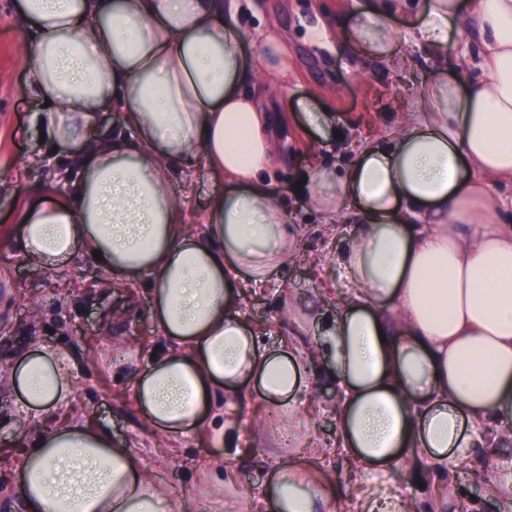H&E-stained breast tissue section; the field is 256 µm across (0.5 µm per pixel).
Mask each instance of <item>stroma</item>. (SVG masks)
Listing matches in <instances>:
<instances>
[{
	"label": "stroma",
	"mask_w": 512,
	"mask_h": 512,
	"mask_svg": "<svg viewBox=\"0 0 512 512\" xmlns=\"http://www.w3.org/2000/svg\"><path fill=\"white\" fill-rule=\"evenodd\" d=\"M15 0H0V366L35 345L67 347L76 361L73 398L65 406L107 430L114 440L135 447L150 476L170 488L181 512H257L280 464L314 466L339 495L337 512H365L369 496L379 493L411 502L413 512H434L436 500L464 501L471 512H512V496L493 493L487 476L512 462V448L471 449L460 464L424 485L426 455L408 449L385 474L363 477L333 453L312 456L314 447L336 439V386L318 378L309 396L292 412L279 413L259 395L254 383L243 387L238 412L244 423L240 457L225 460L224 482L213 479V460L224 451L212 447L208 425L163 440L145 428L129 387L146 362L157 334L150 318L151 294L141 285L120 287L84 254L47 271L28 262L16 248L18 218L40 201L42 188L66 158L48 153L32 122L40 103L29 93L18 66V49L27 33ZM359 0H239L240 49L247 63L260 67L259 31L274 28L288 44V86L275 100L288 118L289 155L277 164L274 190L289 222L305 226L303 249L294 261L264 283L250 286L240 302L243 317L262 347L279 349L296 337L312 350L320 333L318 311L351 296L352 287L333 260L336 246L329 228L345 232L343 218L309 208L298 185L313 167L324 164L345 172L367 141L397 133L405 112L428 89L430 71L446 60L471 54L465 32L450 31L446 46L431 51L415 41L401 18L394 50L402 58L391 71L364 51L343 52L347 37L337 19L351 16ZM323 112L324 123L309 126L302 101ZM194 187L181 199L193 230L203 225L215 177L200 170ZM120 313L118 339L108 321ZM30 422L14 396L0 391V512H23L14 476L27 446Z\"/></svg>",
	"instance_id": "obj_1"
}]
</instances>
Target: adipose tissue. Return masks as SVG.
I'll use <instances>...</instances> for the list:
<instances>
[{
  "instance_id": "ef3b65f1",
  "label": "adipose tissue",
  "mask_w": 512,
  "mask_h": 512,
  "mask_svg": "<svg viewBox=\"0 0 512 512\" xmlns=\"http://www.w3.org/2000/svg\"><path fill=\"white\" fill-rule=\"evenodd\" d=\"M417 7L363 0L351 47L396 67L387 18ZM422 7L421 40L439 47L460 29L477 55L432 71L393 143L365 146L343 175L316 167L303 186L314 209L358 219L336 250L356 293L320 315L313 357L342 390V452L368 474L408 448L436 463L463 458L490 418L504 432L489 447L512 443V218L468 177L512 178V0ZM16 12L30 31L19 64L42 103L33 121L77 159L56 174L62 200L23 212L18 250L48 271L97 252L100 269L146 285L159 343L132 380L145 426L167 438L218 413L212 443L239 455L233 408L245 382L282 408L310 389V359L294 345L263 348L238 309L243 286L278 274L303 243L273 193L286 45L259 32L265 61L249 69L233 0H17ZM105 111L118 127L87 139ZM200 168L232 182L215 190L198 233L174 174ZM74 365L68 352L33 346L0 369V383L25 414L43 416L71 398ZM27 436L16 475L27 512H175L168 488L103 428L71 416ZM264 508L336 512L337 498L316 471L286 463Z\"/></svg>"
}]
</instances>
